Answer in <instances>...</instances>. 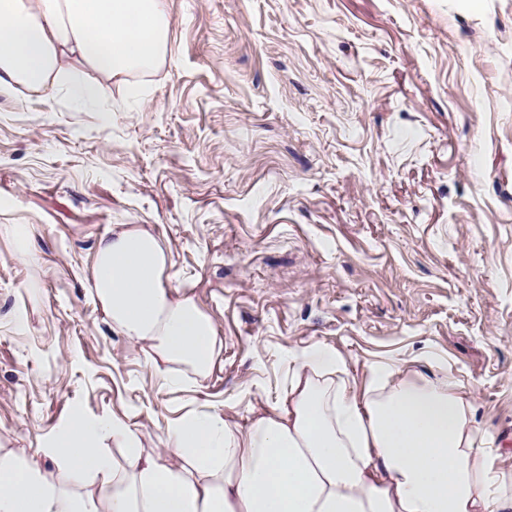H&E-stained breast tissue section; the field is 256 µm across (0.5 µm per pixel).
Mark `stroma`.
Here are the masks:
<instances>
[{"instance_id": "1", "label": "stroma", "mask_w": 512, "mask_h": 512, "mask_svg": "<svg viewBox=\"0 0 512 512\" xmlns=\"http://www.w3.org/2000/svg\"><path fill=\"white\" fill-rule=\"evenodd\" d=\"M169 49L97 106L0 97V445L68 417L146 449L240 425L305 347L446 361L512 472V0H165ZM141 224L211 316L171 389L96 296L98 240Z\"/></svg>"}]
</instances>
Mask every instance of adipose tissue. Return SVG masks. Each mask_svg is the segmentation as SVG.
<instances>
[{"label": "adipose tissue", "instance_id": "1", "mask_svg": "<svg viewBox=\"0 0 512 512\" xmlns=\"http://www.w3.org/2000/svg\"><path fill=\"white\" fill-rule=\"evenodd\" d=\"M168 31L164 0H0V96L92 103L91 74L154 68ZM169 264L150 230L115 225L96 246V295L151 364L204 378L223 340L191 295L166 287ZM364 372L356 383L338 352L310 346L245 426L193 412L147 451L131 426L84 418L38 448L54 472L0 448V512H512V478L479 446L474 396L446 365L430 377L411 360Z\"/></svg>", "mask_w": 512, "mask_h": 512}]
</instances>
